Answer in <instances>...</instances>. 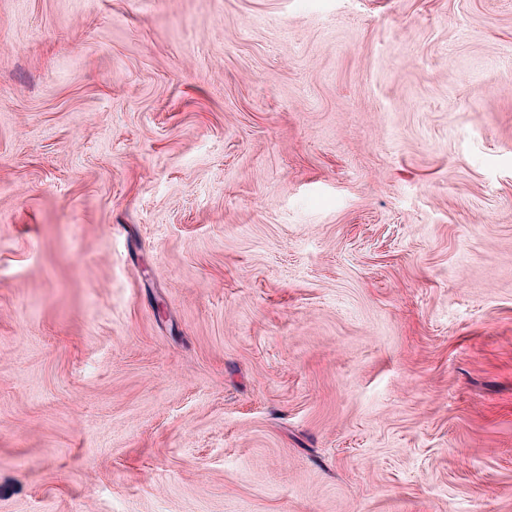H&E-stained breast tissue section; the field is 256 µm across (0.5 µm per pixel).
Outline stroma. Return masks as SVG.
Segmentation results:
<instances>
[{
  "label": "stroma",
  "mask_w": 512,
  "mask_h": 512,
  "mask_svg": "<svg viewBox=\"0 0 512 512\" xmlns=\"http://www.w3.org/2000/svg\"><path fill=\"white\" fill-rule=\"evenodd\" d=\"M0 512H512V0H0Z\"/></svg>",
  "instance_id": "stroma-1"
}]
</instances>
